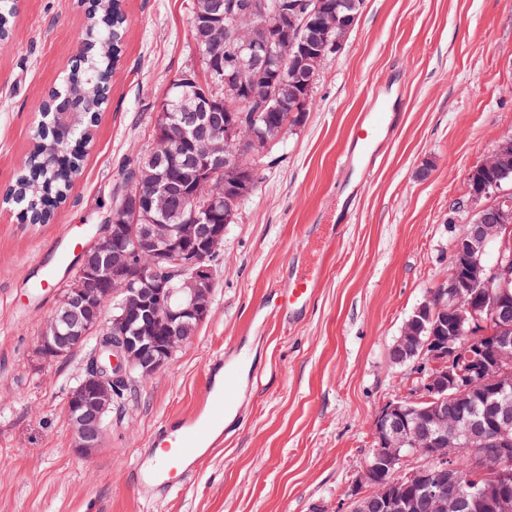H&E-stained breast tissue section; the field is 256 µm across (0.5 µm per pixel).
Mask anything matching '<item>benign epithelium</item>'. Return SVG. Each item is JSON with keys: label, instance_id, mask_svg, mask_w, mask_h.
Instances as JSON below:
<instances>
[{"label": "benign epithelium", "instance_id": "1", "mask_svg": "<svg viewBox=\"0 0 512 512\" xmlns=\"http://www.w3.org/2000/svg\"><path fill=\"white\" fill-rule=\"evenodd\" d=\"M221 0H193V12L211 22L198 27L201 69L182 74V93L174 111L163 108L155 132L153 161L137 169L138 188L126 208L109 216L82 252L81 271L45 323L35 353L45 363L62 360L93 336L96 346L71 402L69 421L74 447L95 455L105 436L102 422L112 410L113 397L136 380L156 375L187 340L182 329L201 324L209 315L214 288L212 255L224 243V230L233 209H224V143L240 138L238 112L255 99L253 67L238 57L224 74V14ZM321 0H295L293 12L308 19L321 12ZM55 108L36 113L33 131H50L61 142L70 128L61 122L71 109L68 98L53 86ZM224 107L236 117L224 133L208 130L204 114ZM191 140L194 158L204 168L196 190L186 196L189 208L176 209L172 192L159 186L158 162L172 153L180 138ZM243 188L229 194L232 202L245 198L255 183L250 163L237 161ZM485 190L470 192L462 205L467 224L454 242L448 277L415 310V320L433 323L436 337L414 347L412 337L400 340V351L411 350L412 368L435 370L416 393L385 404L373 420L376 462L363 466L351 512H465L469 502L460 472L451 463L462 446L482 448L493 460L512 458V276L502 277L498 291L489 290L499 274L492 258L488 228L512 230V205L494 203ZM145 257L149 270L139 271L141 288L127 289L111 311L103 309L110 286H124L135 267V255ZM180 287H170L171 279ZM472 297L461 308V289ZM495 324L490 336H474L483 317ZM134 335L128 336L129 328ZM469 395L491 399L489 413L470 418L453 409ZM425 403L418 410L415 405ZM412 444L414 453L402 448ZM443 463L433 474L430 463ZM382 472L397 478L385 481ZM495 512H512V487L489 483L476 492Z\"/></svg>", "mask_w": 512, "mask_h": 512}]
</instances>
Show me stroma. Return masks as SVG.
Wrapping results in <instances>:
<instances>
[{
	"label": "stroma",
	"mask_w": 512,
	"mask_h": 512,
	"mask_svg": "<svg viewBox=\"0 0 512 512\" xmlns=\"http://www.w3.org/2000/svg\"><path fill=\"white\" fill-rule=\"evenodd\" d=\"M191 0H123L127 30L112 96L68 197L46 224L0 204V512H350L375 446L372 420L408 392L391 344L448 274L461 226L454 203L470 171L512 134V0H364L328 56L316 105L260 156V183L224 232L211 309L152 379L112 412L97 453L74 448L65 402L85 350L54 364L34 352L71 271L60 237L89 245L126 168L153 144L175 77L199 66ZM80 0H20L0 47V193L31 148L34 107L83 37ZM399 70V128L357 196L337 162L369 89ZM349 219L317 258L306 314L288 324L266 305L296 249ZM244 342L262 372L243 382L242 416L197 466L190 487L145 498L131 480L166 418L199 407L207 366Z\"/></svg>",
	"instance_id": "obj_1"
}]
</instances>
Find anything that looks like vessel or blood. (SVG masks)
Wrapping results in <instances>:
<instances>
[{
	"label": "vessel or blood",
	"instance_id": "1",
	"mask_svg": "<svg viewBox=\"0 0 512 512\" xmlns=\"http://www.w3.org/2000/svg\"><path fill=\"white\" fill-rule=\"evenodd\" d=\"M396 83L386 76L371 90L370 99L349 134V146L340 157L342 172L367 176L374 169L398 124L391 95ZM323 270L300 250L293 260L288 279L274 292V308L289 320H296L312 303ZM259 369L244 348L226 351L208 366L203 401L190 415L170 419L154 439L156 449L149 461L136 464L133 474L144 495L186 486L199 460L224 443V420L240 413L239 385L243 376H257Z\"/></svg>",
	"mask_w": 512,
	"mask_h": 512
}]
</instances>
